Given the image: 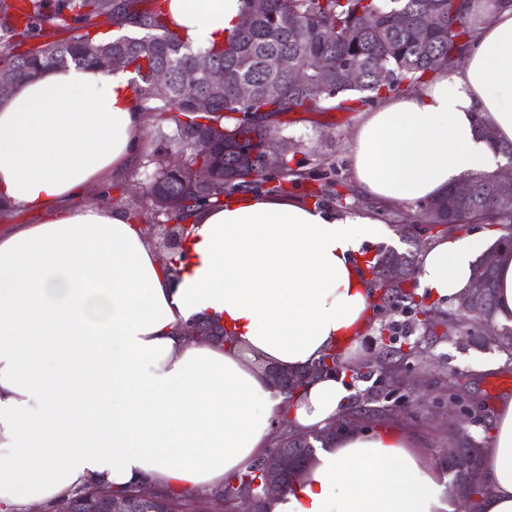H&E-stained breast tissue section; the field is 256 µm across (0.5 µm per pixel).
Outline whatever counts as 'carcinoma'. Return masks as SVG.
Here are the masks:
<instances>
[{"mask_svg":"<svg viewBox=\"0 0 512 512\" xmlns=\"http://www.w3.org/2000/svg\"><path fill=\"white\" fill-rule=\"evenodd\" d=\"M264 11L254 15L247 31L236 27L224 37V44L193 49L170 29L163 6L151 11H138L132 0H0V77L15 83L32 80L50 67L69 64L103 69L101 58L112 57V71L134 74L141 108L146 112L166 115L172 123L170 132L157 130L161 147L152 155L153 165L148 181L151 201L179 195L183 205L176 216L184 221L199 208L221 204L224 193L246 188L245 174L233 170L235 157L224 151V138L236 144L257 146L263 138L280 136V118L298 110L315 112L328 109V103L339 100L335 108L352 109V103H364L369 92L373 96L408 91L430 74L462 60L468 43L476 36V24L469 17V0H266ZM427 13L434 19L433 28L424 29L413 17ZM107 15L113 24H131L141 30L140 36L121 35L109 40L96 39L90 32L61 40H48L27 45L33 30L48 32L60 23L87 22ZM199 55L208 56L228 72L231 81L247 82L255 90L248 101H239L225 86L224 99L209 110L195 106V98L205 92L200 77L191 73V63ZM287 55L294 64L312 76L307 87L274 98L267 89L275 84H288V74L279 70L278 59ZM337 69L350 62L366 73L355 86L326 82L317 62ZM155 66L167 68L169 82L153 83L149 72ZM384 70V78L378 70ZM217 132L221 139L213 144L203 163L219 171V178L205 185L195 179L194 167L199 156L188 149V141L202 133ZM279 183L270 189L277 194L286 185H298L303 173L289 166L284 157L276 170ZM471 196L460 201L452 191L428 200L421 206L416 222L438 224L436 234L464 229V224L477 219L484 224H498L505 233L497 240L498 256L512 255V210L498 204L500 190L495 174H477L468 179ZM497 266L479 261L472 278H481L484 288L477 298L478 314L460 324L436 307L426 308L423 322L433 335L439 326L444 336H466L475 344L486 340L479 335L482 321H495V288ZM264 481L262 458L255 459L246 470L229 477L224 485L211 493H168L166 504L178 512H224V504L243 484ZM486 487L473 486L457 492L468 512H478Z\"/></svg>","mask_w":512,"mask_h":512,"instance_id":"1","label":"carcinoma"}]
</instances>
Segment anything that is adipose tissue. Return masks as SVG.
<instances>
[{"mask_svg": "<svg viewBox=\"0 0 512 512\" xmlns=\"http://www.w3.org/2000/svg\"><path fill=\"white\" fill-rule=\"evenodd\" d=\"M243 0H168L167 23L192 48L223 39ZM131 75L75 64L0 98V208L42 213L0 234V512H57L78 488L138 482L212 491L269 439L284 396L259 361L294 369L356 346L375 301L363 246L384 228L247 191L186 221L185 249L159 259L121 208L72 206L142 144ZM484 117L493 139L480 133ZM512 144V5L491 9L461 63L410 94L383 96L351 143L354 184L383 202L431 199L496 171ZM492 241L430 242L421 290L456 299ZM204 315L234 349L189 343ZM348 389L320 378L292 406L310 430L341 412ZM485 448L482 512H512V397ZM441 470L402 431H350L318 450L272 512H460Z\"/></svg>", "mask_w": 512, "mask_h": 512, "instance_id": "1", "label": "adipose tissue"}]
</instances>
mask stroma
Masks as SVG:
<instances>
[{
    "label": "stroma",
    "mask_w": 512,
    "mask_h": 512,
    "mask_svg": "<svg viewBox=\"0 0 512 512\" xmlns=\"http://www.w3.org/2000/svg\"><path fill=\"white\" fill-rule=\"evenodd\" d=\"M364 119L362 109L352 111L291 112L283 118L282 135L292 140L296 148L291 167L301 169L306 180L301 186L288 190V200L307 203L310 190H321V209L336 215H367L385 225L386 237L366 244L365 254L393 248L401 252L413 250L408 218L418 210L417 204L386 205L362 196L352 179L351 142ZM158 121L145 115L142 137L146 144L128 179L110 190L89 187L76 197L79 205H95L105 209L120 207L135 216L137 222L153 221L151 199L139 189L147 171L146 161L156 146ZM422 331L416 323L412 308L384 311L370 317L364 336L357 347L347 351V365H360L375 351L374 339L379 336L396 337L398 343L416 340ZM411 365L419 380L423 403L395 413H387L381 402L371 399L368 390L372 379L351 380L345 405L353 411L358 425L364 429L398 428L409 437L422 441L432 460H439L444 448L452 441L457 429L465 427L483 444H490L495 431L497 406L503 396H512V362L493 345L481 346L469 340H440L428 351L412 359ZM458 371L464 376L473 400L481 402L482 423L467 425L465 419L449 414L447 404L440 398L448 392V376Z\"/></svg>",
    "instance_id": "obj_1"
}]
</instances>
